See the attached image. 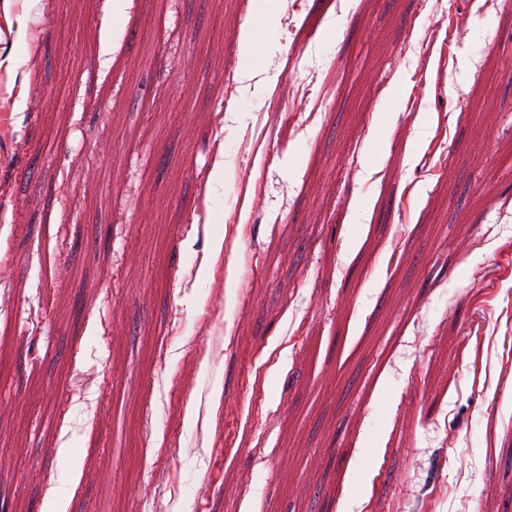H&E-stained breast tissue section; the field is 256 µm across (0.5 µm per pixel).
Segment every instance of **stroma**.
<instances>
[{
	"mask_svg": "<svg viewBox=\"0 0 512 512\" xmlns=\"http://www.w3.org/2000/svg\"><path fill=\"white\" fill-rule=\"evenodd\" d=\"M511 151L512 0H0V512H512Z\"/></svg>",
	"mask_w": 512,
	"mask_h": 512,
	"instance_id": "stroma-1",
	"label": "stroma"
}]
</instances>
